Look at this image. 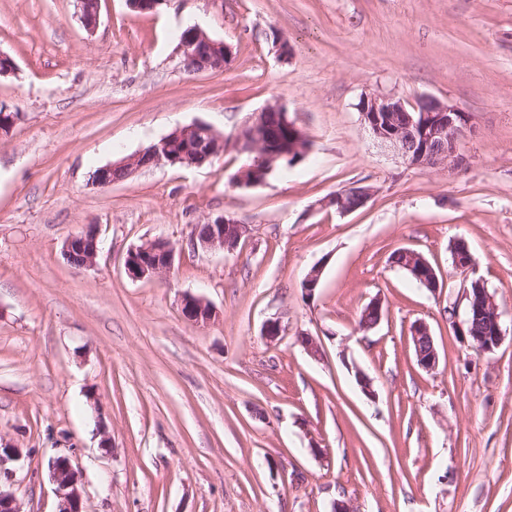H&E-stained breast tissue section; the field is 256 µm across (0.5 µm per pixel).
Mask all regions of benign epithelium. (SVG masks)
Returning a JSON list of instances; mask_svg holds the SVG:
<instances>
[{
	"label": "benign epithelium",
	"mask_w": 512,
	"mask_h": 512,
	"mask_svg": "<svg viewBox=\"0 0 512 512\" xmlns=\"http://www.w3.org/2000/svg\"><path fill=\"white\" fill-rule=\"evenodd\" d=\"M100 0H79L80 21L92 32L99 23ZM181 62L192 65L193 72H222L232 58V47L211 38L199 27L185 30L178 44ZM428 107L422 109L418 103H410L395 96L364 95L357 104L361 120L377 145L400 156L410 165L427 167L461 168L467 164L459 153L460 138L470 129L469 116L454 106L435 98L426 99ZM288 128V144L281 146L272 132L278 127ZM306 139L303 131L291 120L288 112L277 103H270L256 113L251 121L237 135V141L244 149L255 155L252 163L244 166L236 175L240 187H256L267 181L276 162L294 155H305L301 141ZM224 136L204 123L180 127L132 155L99 168L94 182L99 187H109L130 178L135 172L157 166L194 165V152L204 150L217 157L224 154ZM441 144V151L432 152L431 145ZM209 231L205 235L194 230L189 245L192 250L237 248L246 233L243 225L229 215H221L206 221ZM101 251L95 225L88 224L82 230L68 237L62 246L64 258L78 256L80 268L95 264ZM404 260L401 268L418 278L424 286L434 291L439 288L434 267L421 254L402 251ZM174 246L165 240H154L130 249L125 257V270L135 279L152 278L173 265ZM479 296L477 305L467 312L482 311L492 315V330L483 336H472L466 331L470 319L458 327L463 341L480 352H491L502 340V314L499 305L487 289L478 281L472 282ZM181 313L191 324H206L213 317L210 306L195 296L182 299ZM411 340L415 346L418 365L432 370L438 363V351L433 343L428 325L422 321L413 325ZM48 469L57 484L60 495L59 512H82V498L77 488V476L66 456L52 458Z\"/></svg>",
	"instance_id": "1"
}]
</instances>
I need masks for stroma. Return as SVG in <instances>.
Here are the masks:
<instances>
[{"label": "stroma", "instance_id": "35a3bbf8", "mask_svg": "<svg viewBox=\"0 0 512 512\" xmlns=\"http://www.w3.org/2000/svg\"><path fill=\"white\" fill-rule=\"evenodd\" d=\"M193 25L232 46L224 71L183 69ZM0 52L16 64L0 105L18 115L0 134V442L20 451L0 488L21 512H58L59 455L85 512H512V0H165L148 14L100 0L91 33L77 0H0ZM365 94L467 112V165L380 149ZM275 101L308 153L237 186L251 155L235 135ZM197 122L226 136L222 156L94 184ZM356 184L375 190L366 206H329ZM224 214L247 228L238 247L190 251L193 227ZM87 224L102 250L79 270L61 249ZM155 239L175 247L171 269L129 277L128 250ZM402 249L433 265L436 291L391 263ZM474 281L503 313L489 353L457 334ZM189 294L210 323L183 319ZM376 298L382 319L361 329ZM411 340L415 346V356L418 365L425 370H433L438 363V351L433 343L430 329L425 322L419 321L411 329ZM422 341L428 342L430 349L427 353L421 350Z\"/></svg>", "mask_w": 512, "mask_h": 512}]
</instances>
